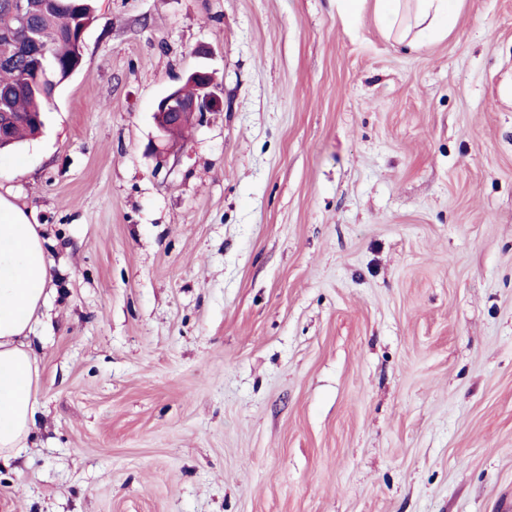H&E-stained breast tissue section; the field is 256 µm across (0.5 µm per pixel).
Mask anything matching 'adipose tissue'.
Segmentation results:
<instances>
[{
	"label": "adipose tissue",
	"mask_w": 512,
	"mask_h": 512,
	"mask_svg": "<svg viewBox=\"0 0 512 512\" xmlns=\"http://www.w3.org/2000/svg\"><path fill=\"white\" fill-rule=\"evenodd\" d=\"M375 0L389 30L406 37L410 49L444 34L460 0ZM52 267L44 241L24 211L0 196V465L10 466L35 436L39 387L37 358L29 334L50 293Z\"/></svg>",
	"instance_id": "obj_1"
}]
</instances>
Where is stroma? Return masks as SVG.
Here are the masks:
<instances>
[{
	"label": "stroma",
	"mask_w": 512,
	"mask_h": 512,
	"mask_svg": "<svg viewBox=\"0 0 512 512\" xmlns=\"http://www.w3.org/2000/svg\"><path fill=\"white\" fill-rule=\"evenodd\" d=\"M199 66L223 108L158 163ZM0 195L56 290L0 512L512 501V0L417 51L372 0H98Z\"/></svg>",
	"instance_id": "obj_1"
}]
</instances>
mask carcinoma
Returning <instances> with one entry per match:
<instances>
[{
    "instance_id": "obj_1",
    "label": "carcinoma",
    "mask_w": 512,
    "mask_h": 512,
    "mask_svg": "<svg viewBox=\"0 0 512 512\" xmlns=\"http://www.w3.org/2000/svg\"><path fill=\"white\" fill-rule=\"evenodd\" d=\"M97 0H34V10L21 25L0 7V31L15 45L38 40L47 45L48 57L38 68L21 58L15 66L0 69V115L12 117L5 149L39 135L45 126L49 100L64 82L75 61L72 33L79 22H93Z\"/></svg>"
}]
</instances>
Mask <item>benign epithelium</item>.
<instances>
[{
  "instance_id": "7a95c632",
  "label": "benign epithelium",
  "mask_w": 512,
  "mask_h": 512,
  "mask_svg": "<svg viewBox=\"0 0 512 512\" xmlns=\"http://www.w3.org/2000/svg\"><path fill=\"white\" fill-rule=\"evenodd\" d=\"M188 80L199 84V93L195 97L186 98L174 89L158 101L162 111L155 113V120L160 137L159 142L152 145L151 152L159 163L168 153V144L165 143L167 130L190 123L195 114L211 112L221 103V98L211 90V85L204 78L203 68L198 67L191 71Z\"/></svg>"
}]
</instances>
